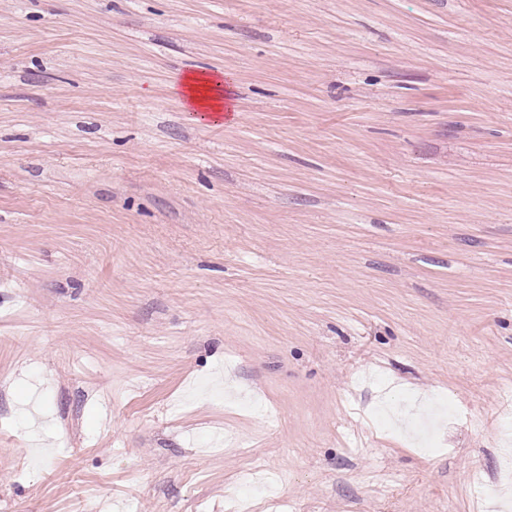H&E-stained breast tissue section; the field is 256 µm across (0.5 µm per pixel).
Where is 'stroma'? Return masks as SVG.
<instances>
[{
    "instance_id": "35a3bbf8",
    "label": "stroma",
    "mask_w": 512,
    "mask_h": 512,
    "mask_svg": "<svg viewBox=\"0 0 512 512\" xmlns=\"http://www.w3.org/2000/svg\"><path fill=\"white\" fill-rule=\"evenodd\" d=\"M506 417L512 0H0V512H482ZM174 90L183 100L188 112H203L215 123L224 117V75L206 72H189L182 75ZM204 115L202 118L205 117Z\"/></svg>"
}]
</instances>
